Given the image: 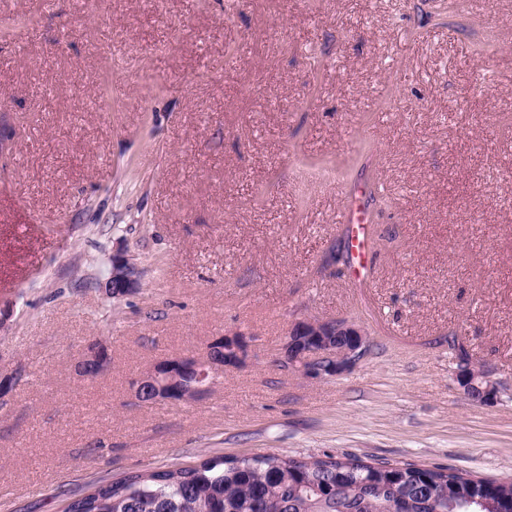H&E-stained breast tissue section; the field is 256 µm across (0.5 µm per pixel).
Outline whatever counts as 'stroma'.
<instances>
[{"label": "stroma", "mask_w": 512, "mask_h": 512, "mask_svg": "<svg viewBox=\"0 0 512 512\" xmlns=\"http://www.w3.org/2000/svg\"><path fill=\"white\" fill-rule=\"evenodd\" d=\"M120 249L142 285L111 298ZM4 308L0 512L214 456L512 481V0H0ZM304 316L359 322L366 354L283 367ZM232 331L246 361L202 399H135ZM107 366L108 357L105 348L99 343H94L81 362L79 373L82 377L93 379L103 373ZM456 362V380L468 397L477 402H485L496 397L497 385L481 366L472 360L463 361L460 358H457Z\"/></svg>", "instance_id": "1"}]
</instances>
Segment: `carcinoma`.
I'll return each instance as SVG.
<instances>
[{"label":"carcinoma","mask_w":512,"mask_h":512,"mask_svg":"<svg viewBox=\"0 0 512 512\" xmlns=\"http://www.w3.org/2000/svg\"><path fill=\"white\" fill-rule=\"evenodd\" d=\"M64 512H512V481L357 456H216L65 490Z\"/></svg>","instance_id":"cac0c4a2"}]
</instances>
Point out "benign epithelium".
<instances>
[{
  "instance_id": "obj_1",
  "label": "benign epithelium",
  "mask_w": 512,
  "mask_h": 512,
  "mask_svg": "<svg viewBox=\"0 0 512 512\" xmlns=\"http://www.w3.org/2000/svg\"><path fill=\"white\" fill-rule=\"evenodd\" d=\"M141 278L131 263L127 252L112 253V270L106 282V288L112 296H122L140 288ZM320 336H347L349 341L332 344L320 341ZM227 344L230 361H200L190 356H180L164 360L136 377L132 383V392L139 399L147 388L154 389L156 402L181 404L189 400H198L204 396L212 377L220 375L226 369L241 366L250 347V337L241 331L216 338ZM367 350V337L362 327L354 320L342 318H299L292 321L282 345L284 362L298 369L308 378H332L348 370ZM108 366L105 348L95 343L79 366V373L93 379L103 373ZM192 371L195 381L189 391L171 387L170 376L174 370ZM456 380L464 393L472 400L485 402L496 397L498 388L484 371L473 361L457 360Z\"/></svg>"
}]
</instances>
